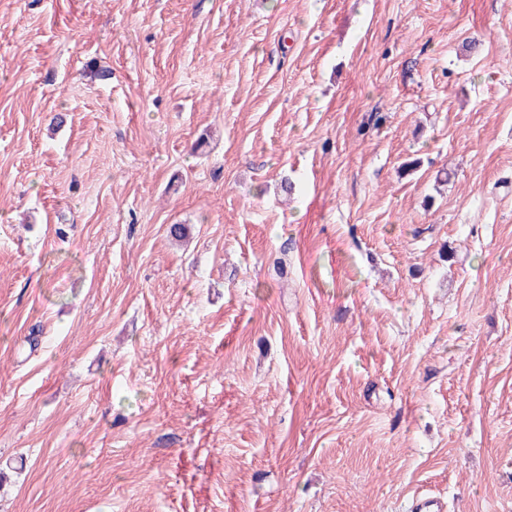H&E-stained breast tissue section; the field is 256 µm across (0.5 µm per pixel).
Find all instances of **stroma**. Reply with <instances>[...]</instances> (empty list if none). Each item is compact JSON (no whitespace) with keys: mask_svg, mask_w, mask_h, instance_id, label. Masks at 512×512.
I'll return each mask as SVG.
<instances>
[{"mask_svg":"<svg viewBox=\"0 0 512 512\" xmlns=\"http://www.w3.org/2000/svg\"><path fill=\"white\" fill-rule=\"evenodd\" d=\"M0 471L512 512V0H0Z\"/></svg>","mask_w":512,"mask_h":512,"instance_id":"stroma-1","label":"stroma"}]
</instances>
